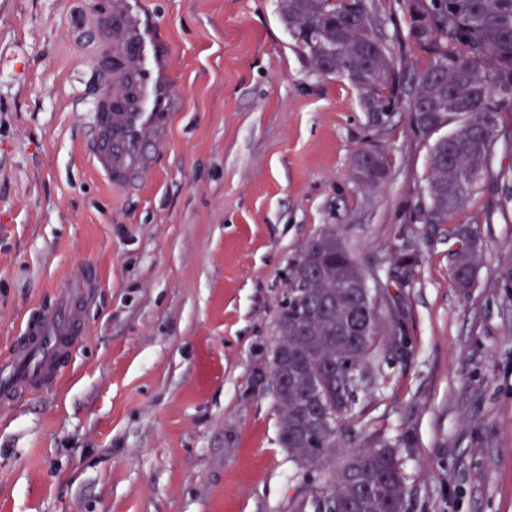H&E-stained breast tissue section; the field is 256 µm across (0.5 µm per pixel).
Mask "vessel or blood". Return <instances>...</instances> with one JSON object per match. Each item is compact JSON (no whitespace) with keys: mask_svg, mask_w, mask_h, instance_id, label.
<instances>
[{"mask_svg":"<svg viewBox=\"0 0 512 512\" xmlns=\"http://www.w3.org/2000/svg\"><path fill=\"white\" fill-rule=\"evenodd\" d=\"M92 93L85 152L111 189L141 185L170 138L185 102L175 91L174 42L153 0H96ZM89 284L80 276L64 294L32 311L0 360V410L22 394L55 386L84 333Z\"/></svg>","mask_w":512,"mask_h":512,"instance_id":"obj_1","label":"vessel or blood"}]
</instances>
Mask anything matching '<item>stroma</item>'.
Listing matches in <instances>:
<instances>
[{"label": "stroma", "mask_w": 512, "mask_h": 512, "mask_svg": "<svg viewBox=\"0 0 512 512\" xmlns=\"http://www.w3.org/2000/svg\"><path fill=\"white\" fill-rule=\"evenodd\" d=\"M154 4L186 109L141 186L111 194L79 149L89 0H0V355L71 273L93 278L66 377L0 415V512H292L307 481L267 362L289 265L331 227L368 270L400 227L420 254L389 284L405 352L375 360L352 444L415 433L408 512H512V223L477 224L476 284L457 288L449 224L410 220L428 148L406 113L370 126L278 0ZM363 146L388 156L374 189L351 178ZM510 165L499 143L450 224L477 223Z\"/></svg>", "instance_id": "obj_1"}]
</instances>
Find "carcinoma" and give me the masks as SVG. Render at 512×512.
Returning <instances> with one entry per match:
<instances>
[{
	"label": "carcinoma",
	"mask_w": 512,
	"mask_h": 512,
	"mask_svg": "<svg viewBox=\"0 0 512 512\" xmlns=\"http://www.w3.org/2000/svg\"><path fill=\"white\" fill-rule=\"evenodd\" d=\"M406 31L378 37L386 25L371 0H280V15L314 71L346 77L360 94L371 126L384 128L405 112L416 137L430 143L423 204L416 220L446 224L480 189L499 140L512 141V0H402ZM408 42L428 62L407 75L395 45ZM388 175L384 153L363 147L352 178L360 187L380 185ZM502 196L475 223L512 222V168L496 176ZM455 240L457 287L474 286L482 241L469 224L448 230ZM395 264L411 271L416 247L395 242ZM374 274L350 256L334 229L312 237L288 269V297L276 319L279 347L273 369L288 385L273 390L282 447L310 481L294 512H407L405 463L415 447L405 431L353 449L341 460L343 424L363 415L359 394L374 382L369 357L398 351L384 337L404 327L398 309L378 298L365 300L353 284Z\"/></svg>",
	"instance_id": "1"
}]
</instances>
